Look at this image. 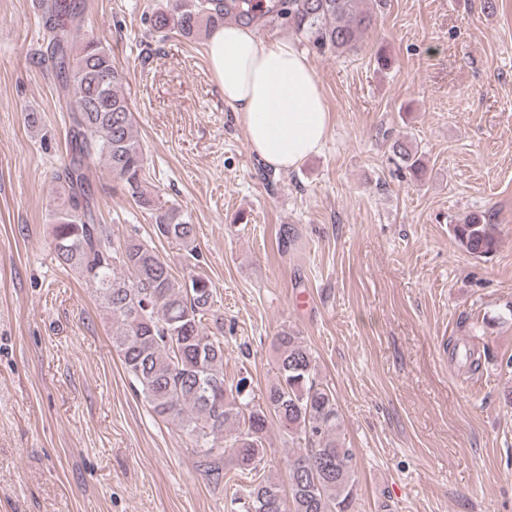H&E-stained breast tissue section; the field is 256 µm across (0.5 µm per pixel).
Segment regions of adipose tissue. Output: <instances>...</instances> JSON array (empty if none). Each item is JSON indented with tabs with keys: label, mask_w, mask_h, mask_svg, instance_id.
Segmentation results:
<instances>
[{
	"label": "adipose tissue",
	"mask_w": 512,
	"mask_h": 512,
	"mask_svg": "<svg viewBox=\"0 0 512 512\" xmlns=\"http://www.w3.org/2000/svg\"><path fill=\"white\" fill-rule=\"evenodd\" d=\"M206 51L249 151L263 164L291 171L320 151L332 116L311 60L288 34L265 41L253 27L228 24L209 35Z\"/></svg>",
	"instance_id": "1"
}]
</instances>
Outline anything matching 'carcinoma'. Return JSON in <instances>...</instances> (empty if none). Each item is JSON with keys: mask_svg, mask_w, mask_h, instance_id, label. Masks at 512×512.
Returning a JSON list of instances; mask_svg holds the SVG:
<instances>
[{"mask_svg": "<svg viewBox=\"0 0 512 512\" xmlns=\"http://www.w3.org/2000/svg\"><path fill=\"white\" fill-rule=\"evenodd\" d=\"M45 61L65 92L70 112L68 163L56 174L66 199L53 213L50 248L58 266L93 287L112 321V348L136 391L153 413L174 423L207 456L225 455L241 471L260 472L243 488L246 512H356V472L351 449L338 435L335 391L317 379V360L293 330L272 341L274 381L263 402L249 400L248 379L224 382V336L205 333L219 323L216 288L201 275L180 283L172 267L146 241L115 239L96 221L89 163L97 162L123 185L133 203L154 218V233L183 245L196 260L195 225L162 203L145 178L142 147L122 91L123 76L101 41L83 34L81 0H42ZM228 18L266 25L285 19L294 33L321 51L354 54L375 24L361 0H274L262 10L254 0H167L151 15L154 33L194 39ZM395 156L418 176V151L397 140ZM449 231L460 249L483 260L497 251L496 226L473 212ZM275 424L295 444L287 482L261 472L265 434Z\"/></svg>", "mask_w": 512, "mask_h": 512, "instance_id": "carcinoma-1", "label": "carcinoma"}]
</instances>
